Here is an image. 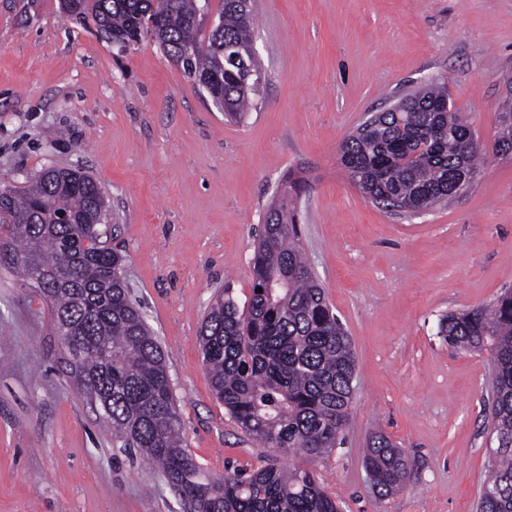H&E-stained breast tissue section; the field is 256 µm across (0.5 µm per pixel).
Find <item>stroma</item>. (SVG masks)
Returning <instances> with one entry per match:
<instances>
[{
  "label": "stroma",
  "instance_id": "1",
  "mask_svg": "<svg viewBox=\"0 0 512 512\" xmlns=\"http://www.w3.org/2000/svg\"><path fill=\"white\" fill-rule=\"evenodd\" d=\"M266 71L225 120L158 45L127 51L59 0H0V181L46 168L105 189L101 228L166 357L181 437L212 474L275 455L216 398L197 341L213 298L250 296L251 258L287 174L307 182L301 246L356 357L343 445L314 467L341 512H474L493 445L487 355L437 335L441 314L512 287V158L493 152L512 0H253ZM435 78L468 113L483 172L452 207L398 217L349 180L339 148L370 112ZM413 474L378 497L372 432ZM0 512H188L162 472L121 447L66 373L51 310L0 268Z\"/></svg>",
  "mask_w": 512,
  "mask_h": 512
}]
</instances>
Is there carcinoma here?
<instances>
[{
	"label": "carcinoma",
	"instance_id": "obj_1",
	"mask_svg": "<svg viewBox=\"0 0 512 512\" xmlns=\"http://www.w3.org/2000/svg\"><path fill=\"white\" fill-rule=\"evenodd\" d=\"M65 16L94 24L100 38L127 46L144 39L205 87L224 115L241 119L264 74L256 53L250 0H222L217 25L202 38L198 0H60ZM497 106L494 149L512 154V77ZM400 112L371 114L342 141L350 181L394 215L448 206L481 172L469 116L436 79L394 101ZM301 179L285 177L266 212L252 259L251 296L239 306L224 289L198 340L216 397L253 440L287 455L322 459L343 444L353 399L355 357L301 247L295 196ZM0 196V267L22 273L53 311L61 353L79 391L112 436L156 464L191 512H339L314 469L276 460L251 472H205L184 447L162 346L133 301L125 258L100 245L104 189L90 175L48 168L21 191ZM66 214L71 223L57 221ZM262 292H256L257 288ZM437 336L449 346L485 352L487 406L497 447L477 512H512V290L491 303L442 316ZM377 494L402 491L411 473L403 449L385 433L364 457Z\"/></svg>",
	"mask_w": 512,
	"mask_h": 512
}]
</instances>
